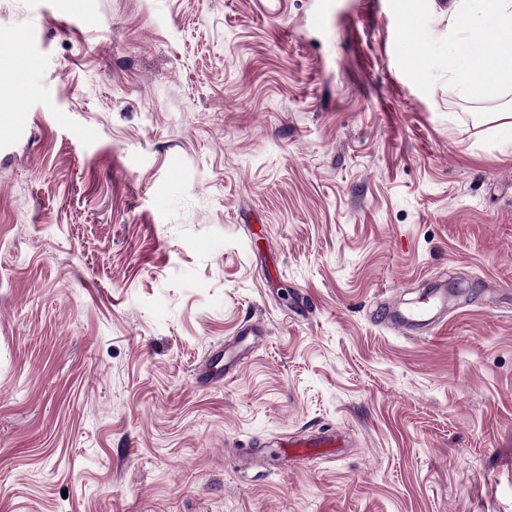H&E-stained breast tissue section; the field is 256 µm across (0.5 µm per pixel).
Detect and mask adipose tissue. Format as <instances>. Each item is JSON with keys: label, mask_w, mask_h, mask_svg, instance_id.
<instances>
[{"label": "adipose tissue", "mask_w": 512, "mask_h": 512, "mask_svg": "<svg viewBox=\"0 0 512 512\" xmlns=\"http://www.w3.org/2000/svg\"><path fill=\"white\" fill-rule=\"evenodd\" d=\"M463 9L464 38L448 50L451 66L469 75L468 91L483 99L498 98L512 86V0H459ZM480 52L485 68L494 70L496 81H484L472 61Z\"/></svg>", "instance_id": "obj_1"}]
</instances>
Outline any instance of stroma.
<instances>
[{
    "label": "stroma",
    "instance_id": "35a3bbf8",
    "mask_svg": "<svg viewBox=\"0 0 512 512\" xmlns=\"http://www.w3.org/2000/svg\"><path fill=\"white\" fill-rule=\"evenodd\" d=\"M418 6L0 0V512H512V149ZM447 312V288H428L413 306L401 309L389 304L379 312L377 318L392 328L416 334L441 324ZM346 446L345 440L336 434L295 436L280 444L281 448H287L288 455L301 460L313 459L319 454L316 448H346Z\"/></svg>",
    "mask_w": 512,
    "mask_h": 512
}]
</instances>
